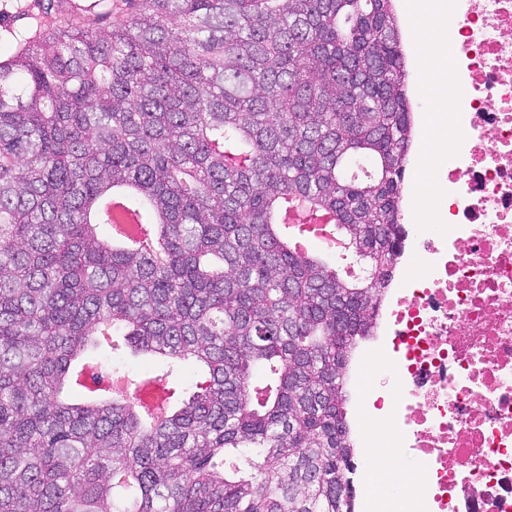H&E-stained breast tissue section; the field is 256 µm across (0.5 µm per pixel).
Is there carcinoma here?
<instances>
[{"label": "carcinoma", "instance_id": "obj_1", "mask_svg": "<svg viewBox=\"0 0 512 512\" xmlns=\"http://www.w3.org/2000/svg\"><path fill=\"white\" fill-rule=\"evenodd\" d=\"M111 14L0 59V512H353L350 364L414 138L394 0H141L93 28ZM115 194L152 248L113 241ZM294 204L347 253L294 252ZM91 347L167 384L166 419L68 400Z\"/></svg>", "mask_w": 512, "mask_h": 512}]
</instances>
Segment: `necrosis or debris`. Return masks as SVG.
<instances>
[{"label": "necrosis or debris", "instance_id": "necrosis-or-debris-1", "mask_svg": "<svg viewBox=\"0 0 512 512\" xmlns=\"http://www.w3.org/2000/svg\"><path fill=\"white\" fill-rule=\"evenodd\" d=\"M440 15L449 65L429 75L448 101L425 137L456 142L361 345L358 512H512V0H448ZM392 444L419 464L400 493L382 481Z\"/></svg>", "mask_w": 512, "mask_h": 512}]
</instances>
